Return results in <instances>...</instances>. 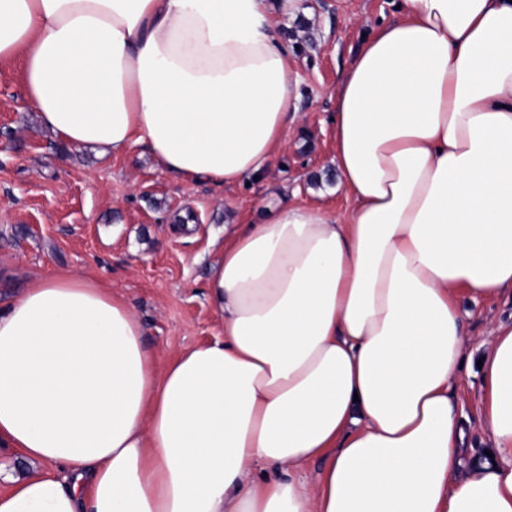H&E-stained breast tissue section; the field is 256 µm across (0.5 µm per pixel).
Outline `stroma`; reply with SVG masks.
<instances>
[{
    "label": "stroma",
    "instance_id": "35a3bbf8",
    "mask_svg": "<svg viewBox=\"0 0 512 512\" xmlns=\"http://www.w3.org/2000/svg\"><path fill=\"white\" fill-rule=\"evenodd\" d=\"M395 0H300L281 36L300 76L301 131H290L267 175L216 187L162 173L141 146L104 157L67 151L37 120L20 61L0 63V308L29 280L59 271L112 284L129 302L159 362L223 332L208 297L213 240L286 199L345 214L333 151L336 88L365 35L397 19ZM469 363L458 384L477 393L491 324L512 323V299L463 300ZM466 464L492 443L476 402L459 410Z\"/></svg>",
    "mask_w": 512,
    "mask_h": 512
}]
</instances>
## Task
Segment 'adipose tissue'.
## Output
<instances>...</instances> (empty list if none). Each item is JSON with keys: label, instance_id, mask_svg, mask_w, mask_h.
I'll use <instances>...</instances> for the list:
<instances>
[{"label": "adipose tissue", "instance_id": "ef3b65f1", "mask_svg": "<svg viewBox=\"0 0 512 512\" xmlns=\"http://www.w3.org/2000/svg\"><path fill=\"white\" fill-rule=\"evenodd\" d=\"M297 2L0 0V61L69 146L234 185L297 117ZM396 9L336 89L348 216L225 227L222 336L158 366L124 296L72 272L0 310V446L31 464L0 512H512V325L482 356L492 463L466 468L450 394L459 295H512V0Z\"/></svg>", "mask_w": 512, "mask_h": 512}]
</instances>
